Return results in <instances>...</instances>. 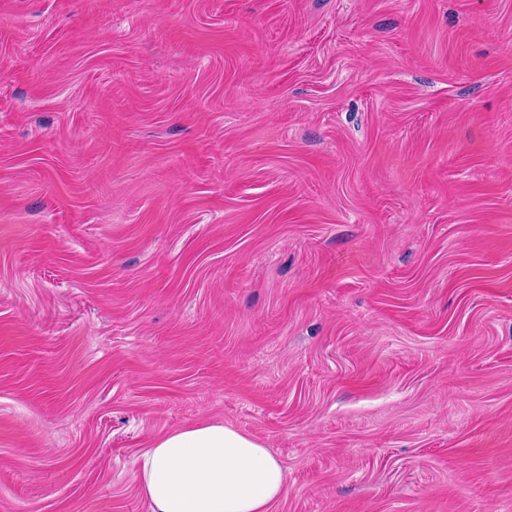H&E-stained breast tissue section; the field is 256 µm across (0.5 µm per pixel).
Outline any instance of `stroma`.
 I'll use <instances>...</instances> for the list:
<instances>
[{
	"label": "stroma",
	"mask_w": 512,
	"mask_h": 512,
	"mask_svg": "<svg viewBox=\"0 0 512 512\" xmlns=\"http://www.w3.org/2000/svg\"><path fill=\"white\" fill-rule=\"evenodd\" d=\"M209 421L271 512H512V0H0V512Z\"/></svg>",
	"instance_id": "1"
}]
</instances>
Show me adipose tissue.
Returning <instances> with one entry per match:
<instances>
[{
  "label": "adipose tissue",
  "mask_w": 512,
  "mask_h": 512,
  "mask_svg": "<svg viewBox=\"0 0 512 512\" xmlns=\"http://www.w3.org/2000/svg\"><path fill=\"white\" fill-rule=\"evenodd\" d=\"M138 480L149 512H270L286 493L270 450L221 422L156 438L140 456Z\"/></svg>",
  "instance_id": "adipose-tissue-1"
}]
</instances>
